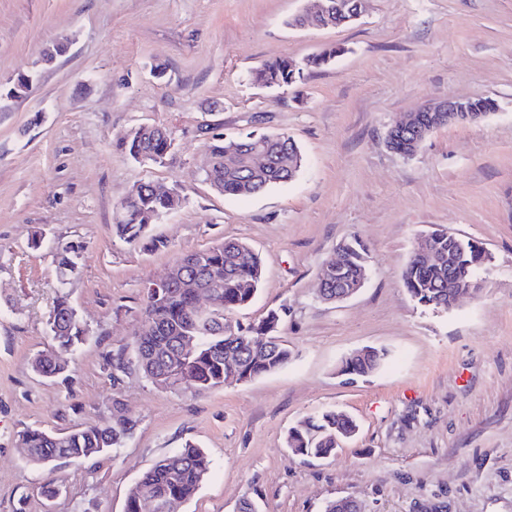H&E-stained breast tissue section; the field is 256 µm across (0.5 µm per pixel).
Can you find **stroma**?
<instances>
[{
    "label": "stroma",
    "instance_id": "1",
    "mask_svg": "<svg viewBox=\"0 0 512 512\" xmlns=\"http://www.w3.org/2000/svg\"><path fill=\"white\" fill-rule=\"evenodd\" d=\"M304 0H0V512H124L130 488L191 441L208 477L177 512H323L351 496L364 512H512V0H370L355 23L287 24ZM64 42L53 63L45 47ZM327 67L276 91L253 84L267 60ZM33 82L7 97L20 76ZM429 98L484 99L496 110L435 129L414 156L389 129ZM161 124L165 164H139L119 139ZM285 133L304 164L295 179L237 198L201 178L213 136ZM180 192L147 252L112 232L137 185ZM436 229L481 241L491 259L452 308L408 296L402 272ZM42 233L33 247L34 233ZM359 236L368 279L353 297L318 296L324 259ZM227 238L252 245L264 276L242 324L284 309L288 365L252 381L162 390L137 368L120 379L108 349L134 343L143 284L182 254ZM85 249L67 286L91 330L64 352L66 379L35 374L51 345L59 292L54 248ZM388 357L348 382L339 367L365 348ZM136 422L124 447L48 470L20 453L28 427L66 432ZM324 410L358 431L326 459L294 454L289 428ZM55 480L60 492L46 498Z\"/></svg>",
    "mask_w": 512,
    "mask_h": 512
}]
</instances>
